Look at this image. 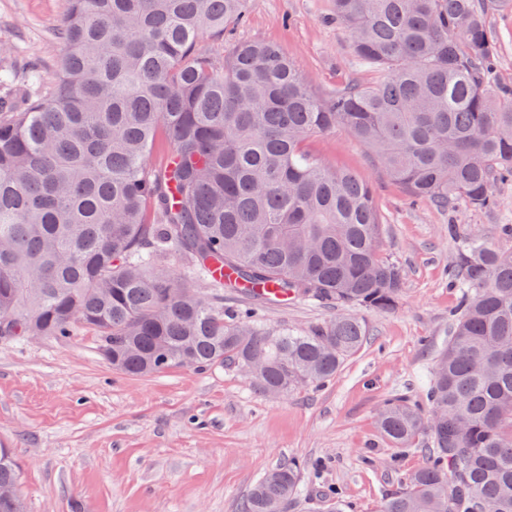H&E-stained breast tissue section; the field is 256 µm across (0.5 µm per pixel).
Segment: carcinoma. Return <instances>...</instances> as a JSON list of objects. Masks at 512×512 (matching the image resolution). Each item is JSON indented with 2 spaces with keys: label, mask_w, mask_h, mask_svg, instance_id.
Returning a JSON list of instances; mask_svg holds the SVG:
<instances>
[{
  "label": "carcinoma",
  "mask_w": 512,
  "mask_h": 512,
  "mask_svg": "<svg viewBox=\"0 0 512 512\" xmlns=\"http://www.w3.org/2000/svg\"><path fill=\"white\" fill-rule=\"evenodd\" d=\"M246 4L66 0L50 74L28 65L17 103L0 105L1 340L83 328L130 375L224 364L266 393L320 386L366 342L359 312L396 306L404 273L380 254L371 185L310 157L306 139L347 128L412 199L494 207V185L512 181V87L490 84L488 15L512 0H336L354 53L387 76L324 98L275 45L201 48ZM448 235L459 299L426 403L397 393L378 416L427 462L379 512H512V250L456 224ZM217 266L232 277L214 280ZM288 299L336 315L261 321ZM303 470L267 471L241 512H291ZM20 484L1 447L0 490Z\"/></svg>",
  "instance_id": "obj_1"
}]
</instances>
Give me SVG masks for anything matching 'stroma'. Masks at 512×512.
<instances>
[{
    "mask_svg": "<svg viewBox=\"0 0 512 512\" xmlns=\"http://www.w3.org/2000/svg\"><path fill=\"white\" fill-rule=\"evenodd\" d=\"M64 5L0 0V96L10 95L30 59L56 55L49 34ZM335 13V0H248L245 21L224 40L279 45L322 96L352 79L379 80ZM488 21L498 38L493 79L512 85V10ZM306 148L373 187L382 252L405 270L397 306L364 312L367 342L327 385L287 395L259 392L224 365L126 375L83 330L62 340L0 339V445L15 451L25 512H240L253 484L289 459L306 466L293 512H329L337 496L348 512H378L424 465V451L382 437L378 411L390 395H419L448 339L457 304L447 278L456 259L449 225L512 250L498 233L512 224V183L496 186L494 212L442 211L412 200L347 129L312 136ZM333 314L317 301H286L267 308L263 321L308 328Z\"/></svg>",
    "mask_w": 512,
    "mask_h": 512,
    "instance_id": "stroma-1",
    "label": "stroma"
}]
</instances>
